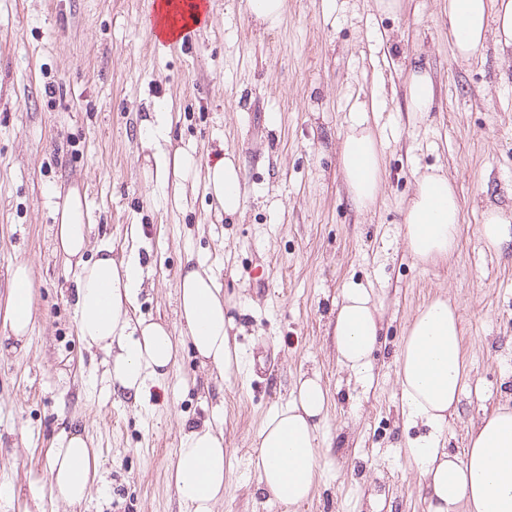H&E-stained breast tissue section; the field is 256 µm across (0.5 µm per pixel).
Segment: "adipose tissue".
Here are the masks:
<instances>
[{
  "label": "adipose tissue",
  "instance_id": "adipose-tissue-1",
  "mask_svg": "<svg viewBox=\"0 0 512 512\" xmlns=\"http://www.w3.org/2000/svg\"><path fill=\"white\" fill-rule=\"evenodd\" d=\"M448 35L455 54L471 59L487 38L512 47V0H448ZM341 171L357 209L372 206L381 191L379 136L366 119L352 123L340 151ZM154 181L172 187L174 202L186 185L202 186L224 211L241 214V166L229 153L205 161L183 150L155 160ZM460 206L455 189L439 171L421 174L408 201L402 235L410 252L423 262L447 258L457 246ZM89 224L79 193L68 194L55 227V250L79 259L74 307L79 336L87 349L106 354L105 375L114 393L139 400L163 381L190 347L204 368L224 379L243 372V352L234 333V317L225 307L224 287L205 262L187 258L179 273V328L135 316L143 273L139 258L112 255L100 246L90 263L81 257ZM34 320L31 268L16 264L0 325L5 342L27 338ZM379 316L368 289L349 285L341 292L336 315V353L341 367L356 381L372 376V356L379 342ZM466 364L459 316L448 299L436 298L411 322L398 354V381L409 420L430 429L413 443L409 456L421 475L429 512H512V406L483 417L472 431L464 458L451 455L440 441L450 413L465 388ZM297 393L264 420L250 465L263 492L284 505L311 494L318 472L317 432L326 410V391L315 377L299 379ZM232 460L224 431L210 423L184 433L172 464L170 481L187 512H213L224 495ZM100 459L81 434H62L49 462L51 496L77 506L85 502Z\"/></svg>",
  "mask_w": 512,
  "mask_h": 512
}]
</instances>
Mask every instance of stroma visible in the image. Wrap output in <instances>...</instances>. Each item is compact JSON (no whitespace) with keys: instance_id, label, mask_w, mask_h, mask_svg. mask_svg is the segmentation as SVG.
I'll use <instances>...</instances> for the list:
<instances>
[{"instance_id":"1","label":"stroma","mask_w":512,"mask_h":512,"mask_svg":"<svg viewBox=\"0 0 512 512\" xmlns=\"http://www.w3.org/2000/svg\"><path fill=\"white\" fill-rule=\"evenodd\" d=\"M188 43H163L144 19L151 0H0V294L10 268L32 269L34 325L23 348L0 351V512H186L168 473L190 425L224 430L234 470L214 512H428L408 447L397 355L420 308L443 296L461 317L469 385L442 432L463 455L483 415L512 405V247L488 251L484 213L512 212V48L487 41L468 61L448 39L447 0H286L277 24L248 0H211ZM434 82L426 114L411 112L409 72ZM166 103L168 140L143 121ZM385 136L377 205L357 210L339 168L355 113ZM232 152L242 166V216L203 192L174 206L150 174L152 156ZM441 169L461 209L458 247L416 260L399 228L419 174ZM86 197L91 261L99 245L136 250L135 304L175 326L179 271L194 256L224 284L244 370L229 382L183 349L161 386L136 402L113 395L102 353L77 333L75 269L55 253L56 200ZM370 288L381 339L368 384L351 379L331 336L345 285ZM318 374L327 414L311 496L268 499L248 464L257 433ZM87 437L102 479L87 503L46 495L61 432Z\"/></svg>"}]
</instances>
